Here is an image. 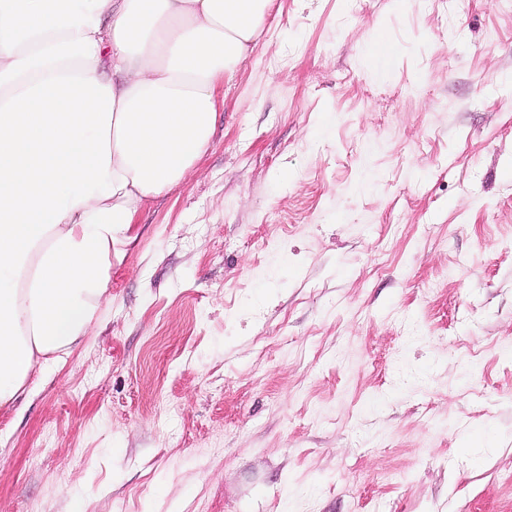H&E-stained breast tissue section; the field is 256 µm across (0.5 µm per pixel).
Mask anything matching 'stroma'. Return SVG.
<instances>
[{
	"instance_id": "obj_1",
	"label": "stroma",
	"mask_w": 512,
	"mask_h": 512,
	"mask_svg": "<svg viewBox=\"0 0 512 512\" xmlns=\"http://www.w3.org/2000/svg\"><path fill=\"white\" fill-rule=\"evenodd\" d=\"M132 233L0 512H512V0H276Z\"/></svg>"
}]
</instances>
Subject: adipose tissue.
Returning a JSON list of instances; mask_svg holds the SVG:
<instances>
[{"label": "adipose tissue", "instance_id": "obj_1", "mask_svg": "<svg viewBox=\"0 0 512 512\" xmlns=\"http://www.w3.org/2000/svg\"><path fill=\"white\" fill-rule=\"evenodd\" d=\"M273 0H0V408L86 336Z\"/></svg>", "mask_w": 512, "mask_h": 512}]
</instances>
